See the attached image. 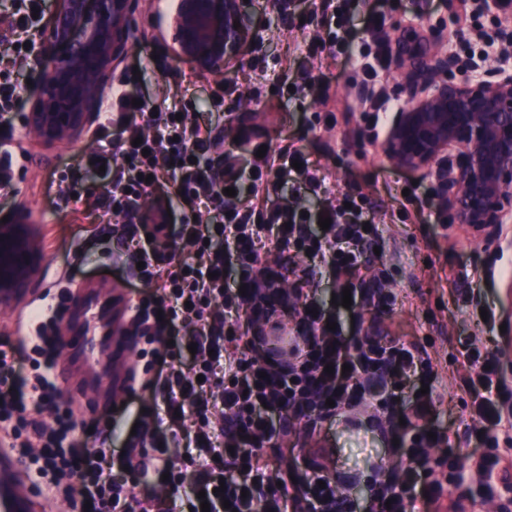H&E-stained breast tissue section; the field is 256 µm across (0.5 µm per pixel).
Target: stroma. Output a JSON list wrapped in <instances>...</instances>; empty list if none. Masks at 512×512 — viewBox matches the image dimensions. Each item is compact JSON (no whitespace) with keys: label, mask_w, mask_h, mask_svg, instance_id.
Returning <instances> with one entry per match:
<instances>
[{"label":"stroma","mask_w":512,"mask_h":512,"mask_svg":"<svg viewBox=\"0 0 512 512\" xmlns=\"http://www.w3.org/2000/svg\"><path fill=\"white\" fill-rule=\"evenodd\" d=\"M166 2L143 0L138 39L117 67L113 86L153 99L192 103L196 118L220 134L208 152L214 171L243 175L240 200L253 194L247 173L257 142L274 154L291 147L299 150L326 177L314 191L293 178L282 181L272 204L288 202L314 212L343 195L368 194L383 234L377 250H366L362 273L366 282L390 289L395 303L386 310L364 307L342 321L351 324L354 335L380 330L426 351L432 383L441 395L435 424L450 434L447 455L468 462L481 443L471 414L476 394L466 383L462 354L473 343L497 352L504 336L512 337V278L507 275L512 244L504 239L488 242L468 226L454 223L433 206L430 180L396 167L379 144L360 142L363 106L354 89L362 75L357 61L334 62L330 48L315 45V38L325 37L326 25L314 0H295L285 25L278 21V0H248L249 11L266 25L264 42L220 75L174 54L167 19L157 12ZM383 11L391 47L433 37L463 56L482 47L481 40L457 34L460 0H384ZM218 89L224 92V105L216 110L210 100ZM12 128L14 145L26 155L13 163L10 206L27 212L42 252L32 297L57 289L66 275H73L76 288L68 312L78 317L85 310L84 283L105 282L116 292L130 291L128 243L89 236L84 227L95 223V214L75 213L58 203L61 181L75 183L82 195L91 197L100 196L108 183L106 174L86 165L94 147L92 135L45 146L23 127L19 116ZM412 182L419 186V199L408 204L401 191ZM259 257L284 270L292 297L308 296L331 306L336 280L318 260L290 257L268 234L262 237ZM471 295L494 312V320L483 321L468 306ZM381 414L372 400L347 416L317 422L296 417L281 446L263 449L262 454L270 468L280 470L323 455L329 473L353 478L352 485L340 486V496L365 501L374 466H382L391 477L403 461L376 422Z\"/></svg>","instance_id":"35a3bbf8"}]
</instances>
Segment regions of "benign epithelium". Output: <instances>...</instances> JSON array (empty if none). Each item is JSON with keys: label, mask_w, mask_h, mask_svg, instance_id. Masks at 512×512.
<instances>
[{"label": "benign epithelium", "mask_w": 512, "mask_h": 512, "mask_svg": "<svg viewBox=\"0 0 512 512\" xmlns=\"http://www.w3.org/2000/svg\"><path fill=\"white\" fill-rule=\"evenodd\" d=\"M139 0H57L32 32L37 86L22 121L45 145L82 137L103 107V87L138 28ZM497 18L496 39L468 63L434 40L408 50L397 87L404 105L386 120L381 147L398 167L433 185V204L457 224L497 239L512 224V0H477ZM240 27H234V22ZM177 56L214 74L263 42L244 0H177ZM35 225L21 211L0 224V305L29 292L41 264Z\"/></svg>", "instance_id": "1"}]
</instances>
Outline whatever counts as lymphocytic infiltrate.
<instances>
[{"instance_id": "f902f5d3", "label": "lymphocytic infiltrate", "mask_w": 512, "mask_h": 512, "mask_svg": "<svg viewBox=\"0 0 512 512\" xmlns=\"http://www.w3.org/2000/svg\"><path fill=\"white\" fill-rule=\"evenodd\" d=\"M112 105L95 132L92 159L112 162V179L100 202L105 219H135L148 186L172 180L195 220L165 218L146 227L135 244L133 261L144 286L132 307L129 324L142 336L139 351L144 371H131L129 399L153 389V402L138 414L135 435L124 454L109 444L112 427L103 415L90 413L94 443L76 437L71 405L61 403L51 378L60 336L56 323L64 314L56 306L51 319L41 308L27 312L36 335L16 330L0 341V444L31 464L33 485L45 498L70 501L74 512H339L337 485L324 464L308 458L292 471H268L260 456L288 434L283 413L323 415L329 406L352 409L368 399L387 396L392 404L388 425L404 448L406 463L398 477L374 479L372 494L358 512H414L416 505L437 504L445 483L462 479L456 462L432 456L448 444L449 435L433 432V394L414 393L401 400L396 380L429 381L430 361L416 347L377 336H345L329 330L334 313L315 311L304 302V314L292 338L288 362L236 359V336L230 322L240 310L259 319L273 318L276 292L265 288L256 242L261 232H275L295 252L320 257L340 287L349 288L353 307L389 308L395 297L381 288L365 287L358 277L362 254L381 236L369 221L364 195L321 211L331 224L323 235L309 232L310 215L294 206H268L273 189L270 172L297 174L312 188L321 179L293 151L284 164L272 155L254 159L252 181L258 194L251 206L225 195L238 187L240 174L216 181L205 152L214 142L208 126L191 113L133 105L129 91L116 88ZM120 141H113L112 131ZM300 169H293V162ZM238 273L237 285L227 281ZM167 357L155 362L156 344ZM26 351L31 371L19 376L15 362ZM194 352L190 369L180 360ZM475 375L470 385L486 389L474 403L481 427L495 428L512 418V392L501 388L499 361L472 347L467 351ZM333 373H326V366ZM470 459V468L484 491L512 481V459L499 451L495 439ZM180 449L172 459L171 449Z\"/></svg>"}]
</instances>
